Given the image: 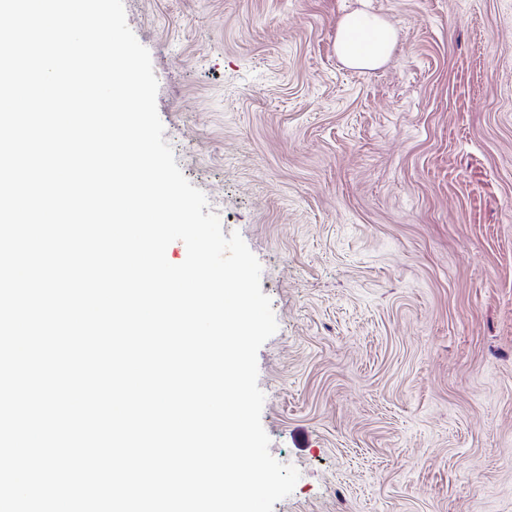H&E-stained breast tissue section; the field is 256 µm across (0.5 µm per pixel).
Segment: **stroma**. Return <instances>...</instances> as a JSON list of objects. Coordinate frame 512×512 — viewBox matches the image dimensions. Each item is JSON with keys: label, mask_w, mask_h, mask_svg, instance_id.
I'll return each instance as SVG.
<instances>
[{"label": "stroma", "mask_w": 512, "mask_h": 512, "mask_svg": "<svg viewBox=\"0 0 512 512\" xmlns=\"http://www.w3.org/2000/svg\"><path fill=\"white\" fill-rule=\"evenodd\" d=\"M163 137L262 266L274 512H512V0H123ZM347 12L339 23L336 53L348 67L371 70L390 56L396 41L395 29L365 8Z\"/></svg>", "instance_id": "1"}]
</instances>
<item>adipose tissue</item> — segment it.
Returning <instances> with one entry per match:
<instances>
[{"instance_id":"adipose-tissue-1","label":"adipose tissue","mask_w":512,"mask_h":512,"mask_svg":"<svg viewBox=\"0 0 512 512\" xmlns=\"http://www.w3.org/2000/svg\"><path fill=\"white\" fill-rule=\"evenodd\" d=\"M395 41L392 26L368 9L357 8L347 12L339 23L336 53L348 67L371 70L389 58Z\"/></svg>"}]
</instances>
